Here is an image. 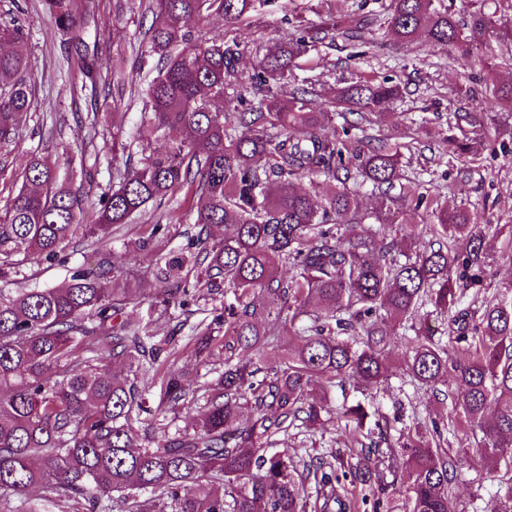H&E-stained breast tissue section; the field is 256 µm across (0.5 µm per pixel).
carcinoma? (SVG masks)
Segmentation results:
<instances>
[{
    "label": "carcinoma",
    "instance_id": "obj_1",
    "mask_svg": "<svg viewBox=\"0 0 512 512\" xmlns=\"http://www.w3.org/2000/svg\"><path fill=\"white\" fill-rule=\"evenodd\" d=\"M40 2L61 44L84 43L88 21L74 0ZM483 2L461 0L469 15L461 24L447 0H386L382 29L401 45L483 48L493 58L491 39L507 32ZM271 3L140 0L151 23L137 59L153 78L138 133L112 125V157L126 159L101 190L94 223L82 222L90 190L71 159L16 155L22 182L0 217V279L20 275L16 253L40 264L75 239L104 243L187 187L192 227L185 247L159 257L152 299L164 313L174 305L188 314L213 293L231 300L195 326V354L223 348L224 370L190 392L169 363L174 337L158 339L123 315L133 289L122 261L77 269L55 288L0 290V512H15L4 493L28 512L61 498L97 512L104 497L124 512H349L339 491L349 477L371 488L374 512H387L399 488L403 512H455L456 481L475 454L497 485L490 512H512V285L490 294L484 283L486 237L511 253L512 216L450 206L405 175L409 144L374 129L383 105L402 96L399 83L361 77L323 98L298 81L299 62L312 63L324 43L340 41L351 48L347 60L359 59L366 16L290 23L286 37L255 53L243 81L239 33L261 24ZM215 16L224 19L218 33L208 28ZM28 39L21 16L0 18V150L9 152L34 107ZM74 67L93 87L102 80L86 52ZM484 89V103L512 110V86L486 79ZM448 129V153L463 164L494 150L482 109L448 113ZM157 139L164 148L153 147ZM305 177L309 187L295 189ZM365 188L379 198L372 214L360 206ZM380 224L394 225L395 237L384 241ZM428 305L447 320L446 337L429 326ZM398 338L407 340L403 374L450 401L446 417L414 411L406 426L403 411L374 405ZM448 377L452 392L439 388ZM141 378L159 385L154 407ZM350 387L362 398L332 406L331 389ZM191 405L195 423L169 434ZM331 419L352 429L360 450L303 469L274 450L290 428ZM450 427L468 443L443 449Z\"/></svg>",
    "mask_w": 512,
    "mask_h": 512
}]
</instances>
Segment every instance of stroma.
Here are the masks:
<instances>
[{"label": "stroma", "instance_id": "stroma-1", "mask_svg": "<svg viewBox=\"0 0 512 512\" xmlns=\"http://www.w3.org/2000/svg\"><path fill=\"white\" fill-rule=\"evenodd\" d=\"M36 0H0V11L20 10L26 18L30 33L32 78L35 82L36 99L32 115L23 127L19 144L20 152L33 151L48 160H56L62 151L83 156L93 181L106 186L112 181V97L100 93L102 116L96 134H87L79 123L86 107L83 101L73 99L69 92L66 52L52 33L49 18L34 5ZM117 0H78L83 13L92 19L111 22L110 31L97 36L98 56L103 74L122 73L126 82L142 89L146 83L137 71L134 45L141 40L142 17L134 12L116 17ZM295 8L293 0H276L264 13L261 27L241 32L240 41L245 52L239 61V70L250 73L255 47L260 42L287 33L288 20ZM344 45L321 48L318 66H303L298 79L315 82L317 87H338L342 83L358 80L362 76L378 79L391 78L405 87L403 99L390 104L391 113L406 118V125L393 127L390 116L381 118L385 131H398L413 145V156L406 168L408 176L447 187L448 200L463 203L489 218L512 214V118L498 115L496 140L498 150L484 154L468 169L457 170L448 161V114L459 104L479 105L483 86L481 79L493 74L501 84L512 83V66L498 64L488 69L480 55L464 57L453 48L438 45L432 48L419 45L400 46L394 43L377 47L369 46L365 55L355 64L345 61ZM157 214H149L135 224L117 230L108 246L79 241L68 246L60 258L51 263L24 264L22 274L13 278L12 287H54L60 285L75 268L98 269L104 252L127 253L130 280L138 287L150 289L155 285L152 270L157 253L182 246L185 221H172L166 238L154 242L152 249L126 252L129 240L148 237ZM223 296L200 301L199 311L189 317H181L179 310L160 313L148 299L139 297L128 304L125 314L131 319L150 323L155 334L178 336L177 364L185 372L187 388H195L212 379L214 369L222 368L223 350H214L206 360L194 354L190 339L191 328L206 312L221 309ZM186 321V328H178V321ZM406 350L405 342H398L391 361L393 367L388 384L379 396L382 409L392 412L397 402L413 406L418 414L442 413L446 407L429 393L405 383L398 363ZM349 437L344 430L333 424H325L316 432L290 431L279 449L294 460H304L319 454L323 457L344 451ZM495 487L485 480V464L480 457H472L470 467L454 489L457 512H483Z\"/></svg>", "mask_w": 512, "mask_h": 512}]
</instances>
